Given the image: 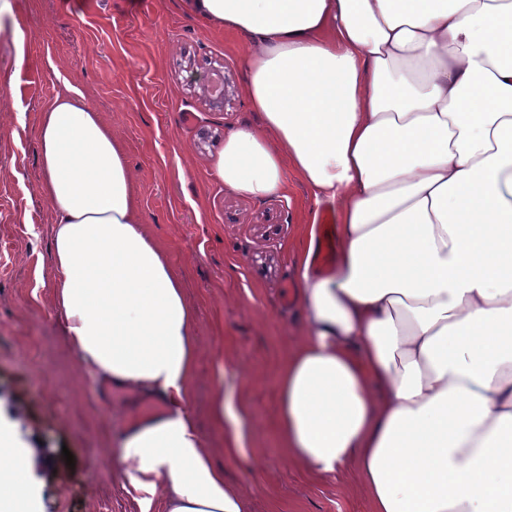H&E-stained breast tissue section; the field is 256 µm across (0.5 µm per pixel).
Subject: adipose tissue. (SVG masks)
<instances>
[{
	"label": "adipose tissue",
	"mask_w": 512,
	"mask_h": 512,
	"mask_svg": "<svg viewBox=\"0 0 512 512\" xmlns=\"http://www.w3.org/2000/svg\"><path fill=\"white\" fill-rule=\"evenodd\" d=\"M245 36L260 127L216 171L254 198L289 175L340 215L333 270L282 363L277 436L315 477L354 467L370 512H512V0H187ZM53 306L83 373L159 399L121 437L139 512H244L188 408L195 310L141 228L126 150L85 97L40 115ZM224 454L243 420L216 396ZM33 450L0 425V512H38Z\"/></svg>",
	"instance_id": "1"
}]
</instances>
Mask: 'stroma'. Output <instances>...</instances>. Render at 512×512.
<instances>
[{
    "label": "stroma",
    "instance_id": "stroma-1",
    "mask_svg": "<svg viewBox=\"0 0 512 512\" xmlns=\"http://www.w3.org/2000/svg\"><path fill=\"white\" fill-rule=\"evenodd\" d=\"M16 25L26 61L13 79L0 75V422L35 450L40 512H139L117 456L141 402L93 392L52 307L39 114L69 89L124 143L142 228L195 309L189 409L225 481L243 489L247 512H369L355 469L310 477L284 458L276 435L277 371L306 316L301 304L283 306V287L299 284L322 210L296 178L286 195L257 199L215 175L225 135L261 123L241 93L245 37L207 26L186 0H21L0 19V72L12 65ZM219 75L233 90L221 111L203 95ZM219 390L246 411V453L230 462L211 421Z\"/></svg>",
    "mask_w": 512,
    "mask_h": 512
}]
</instances>
